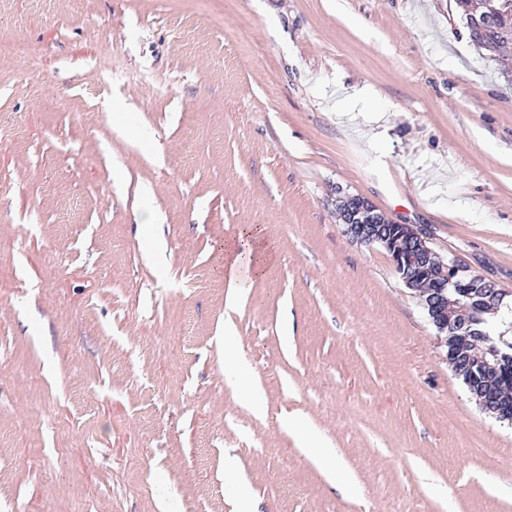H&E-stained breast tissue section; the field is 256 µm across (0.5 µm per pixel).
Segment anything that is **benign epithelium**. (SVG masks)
<instances>
[{"label":"benign epithelium","instance_id":"7a95c632","mask_svg":"<svg viewBox=\"0 0 512 512\" xmlns=\"http://www.w3.org/2000/svg\"><path fill=\"white\" fill-rule=\"evenodd\" d=\"M356 212L343 220L344 232L353 241L378 245L391 256L396 272L405 285L420 291L421 304L429 322L438 331L467 336L474 315L494 301L503 298L495 285L474 274L469 265L456 257L440 259L429 246V234L412 224H396L383 220L376 224L379 213L367 200L355 197ZM456 288L466 302L463 320L448 316L444 307L447 288ZM448 366L473 380V398L481 410L501 422L512 423V355L491 342L484 353L472 360L456 345L442 339Z\"/></svg>","mask_w":512,"mask_h":512}]
</instances>
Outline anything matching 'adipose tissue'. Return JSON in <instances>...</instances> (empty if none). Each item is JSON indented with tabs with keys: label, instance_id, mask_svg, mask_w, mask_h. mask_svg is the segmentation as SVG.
<instances>
[{
	"label": "adipose tissue",
	"instance_id": "1",
	"mask_svg": "<svg viewBox=\"0 0 512 512\" xmlns=\"http://www.w3.org/2000/svg\"><path fill=\"white\" fill-rule=\"evenodd\" d=\"M274 251L264 238L261 225L243 224L233 240L224 244V264L221 271L229 295L246 292L252 283L264 276ZM240 338L232 325L224 327V357L227 367L224 376L237 388L240 402L254 412H262L263 400L259 392L249 386L242 376L239 360Z\"/></svg>",
	"mask_w": 512,
	"mask_h": 512
}]
</instances>
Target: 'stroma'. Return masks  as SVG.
I'll use <instances>...</instances> for the list:
<instances>
[{
    "mask_svg": "<svg viewBox=\"0 0 512 512\" xmlns=\"http://www.w3.org/2000/svg\"><path fill=\"white\" fill-rule=\"evenodd\" d=\"M17 39L0 512H237L235 485L256 512H512V424L336 211L426 227L512 300V85L453 0H0ZM241 224L276 257L230 313ZM228 317L264 413L224 377Z\"/></svg>",
    "mask_w": 512,
    "mask_h": 512,
    "instance_id": "obj_1",
    "label": "stroma"
}]
</instances>
